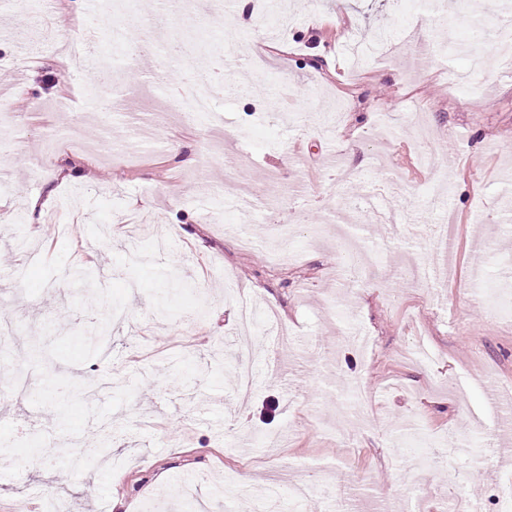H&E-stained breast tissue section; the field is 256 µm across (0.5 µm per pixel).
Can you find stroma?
Instances as JSON below:
<instances>
[{
    "label": "stroma",
    "mask_w": 512,
    "mask_h": 512,
    "mask_svg": "<svg viewBox=\"0 0 512 512\" xmlns=\"http://www.w3.org/2000/svg\"><path fill=\"white\" fill-rule=\"evenodd\" d=\"M296 15L284 32L255 12L240 25L237 0L221 12L170 13L154 30L158 46L191 35L208 45L198 62L126 52L101 43L114 64L111 84L95 83L84 59L55 55V33L98 32L120 8L141 33L160 0H51L61 22L29 24L24 0L0 7V302L15 325L14 355L30 385L0 394V512L45 510L72 499L77 512H180L189 500L210 512H247L271 480H311L321 512L350 498L374 512L381 494L405 498L409 512H441V479L465 478L479 512H494L492 488L512 477V435L498 452L471 439L473 419L492 426V385L512 384V315L491 312L462 290L473 274L512 293V71L499 61L471 69L507 5L497 0H276ZM447 12L444 31L427 17ZM422 45L435 69L379 51L378 36ZM331 69L309 68L312 54ZM229 91L214 100L216 121L185 126L175 99L197 64ZM470 73L449 83L441 69ZM165 70L161 88L150 74ZM68 83L72 108L58 111L55 80ZM139 117L145 141L189 145L187 164L138 152L122 120L111 148L97 136L104 104ZM79 129L75 146L54 154L45 139ZM432 167L420 166L422 148ZM79 166L61 181L63 160ZM105 171L91 179V170ZM266 203L264 214L225 192L226 176ZM52 196L41 224L29 202ZM377 267L349 280L336 244L340 230ZM253 248L243 251L239 236ZM449 250L454 280L438 288L423 275ZM102 252L98 285L70 277ZM237 286L269 305L294 338L267 364L275 336L264 325L242 332ZM188 284L170 302L172 280ZM125 320L104 346L80 350L84 329L114 303ZM52 330H45V320ZM368 337L361 352L350 336ZM253 347V387L237 393V352ZM94 380L92 406L74 402L70 423H55L57 390ZM374 398L353 409L354 384ZM112 423V449L70 474L54 446H82ZM355 430L341 440V426ZM458 447L432 470L430 492L411 484L424 460ZM40 433L37 457L24 439ZM252 483H245L244 475Z\"/></svg>",
    "instance_id": "stroma-1"
}]
</instances>
